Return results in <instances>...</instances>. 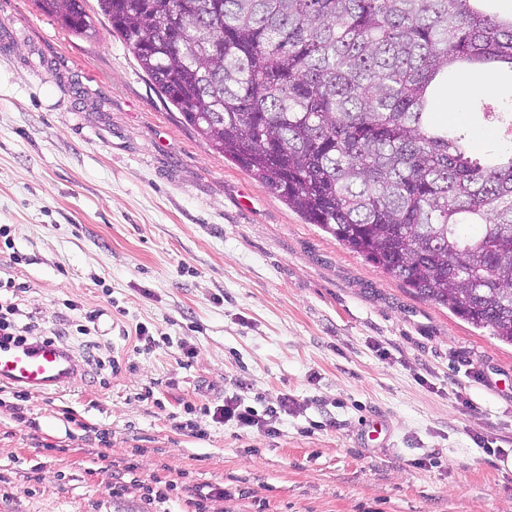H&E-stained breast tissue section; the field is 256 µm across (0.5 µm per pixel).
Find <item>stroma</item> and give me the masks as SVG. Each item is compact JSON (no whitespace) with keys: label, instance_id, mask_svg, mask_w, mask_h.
Masks as SVG:
<instances>
[{"label":"stroma","instance_id":"obj_1","mask_svg":"<svg viewBox=\"0 0 512 512\" xmlns=\"http://www.w3.org/2000/svg\"><path fill=\"white\" fill-rule=\"evenodd\" d=\"M1 224L13 247L0 275L20 284V309L46 330L98 312L71 352L130 366L102 384L80 365L63 392L26 402L22 424L0 395V512H150L160 480L175 484L167 512L203 485L224 490L206 512L512 503V346L225 162L108 23L79 39L36 0H0ZM139 323L154 343L137 352L124 333ZM183 347L196 352L185 369ZM228 394L260 412L284 394L291 404L268 435L199 412ZM374 417L386 444L360 440Z\"/></svg>","mask_w":512,"mask_h":512}]
</instances>
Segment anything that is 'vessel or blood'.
Listing matches in <instances>:
<instances>
[{
    "label": "vessel or blood",
    "mask_w": 512,
    "mask_h": 512,
    "mask_svg": "<svg viewBox=\"0 0 512 512\" xmlns=\"http://www.w3.org/2000/svg\"><path fill=\"white\" fill-rule=\"evenodd\" d=\"M78 371L74 356L54 343L7 344L0 347V385L33 392L68 387Z\"/></svg>",
    "instance_id": "vessel-or-blood-1"
}]
</instances>
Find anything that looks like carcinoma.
Masks as SVG:
<instances>
[{
	"mask_svg": "<svg viewBox=\"0 0 512 512\" xmlns=\"http://www.w3.org/2000/svg\"><path fill=\"white\" fill-rule=\"evenodd\" d=\"M72 35L95 19L184 123L422 299L512 345V150L435 121L448 73L512 70V12L477 0H37ZM221 42L214 54L209 45ZM512 134V111L492 112Z\"/></svg>",
	"mask_w": 512,
	"mask_h": 512,
	"instance_id": "obj_1",
	"label": "carcinoma"
}]
</instances>
